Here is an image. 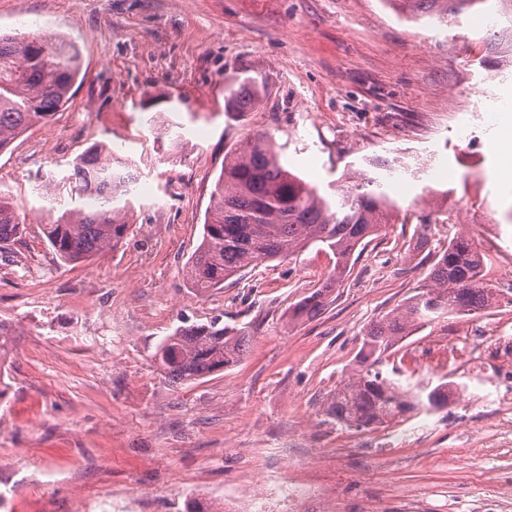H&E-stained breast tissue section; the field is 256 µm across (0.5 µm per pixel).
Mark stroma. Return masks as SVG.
<instances>
[{"mask_svg":"<svg viewBox=\"0 0 512 512\" xmlns=\"http://www.w3.org/2000/svg\"><path fill=\"white\" fill-rule=\"evenodd\" d=\"M475 12L439 21L383 0H0V33L62 34L79 47L83 81L68 103L0 153V189L24 221L0 249V320L15 329L0 373V512H85L133 484L146 512H186L187 499L249 512L257 475L294 460L293 512H512V427L488 426L484 388H512V58L487 51ZM244 70L269 80L240 122L224 85ZM480 112L470 136L449 114ZM162 113L180 144L148 126ZM269 133L281 161L325 196L383 157L385 185L428 164L453 168L456 223L418 217L371 237L317 317L290 307L318 287L333 255L313 246L249 268L200 296L185 264L224 156ZM96 143L132 162L141 183L123 243L61 264L44 224L70 208L40 187L66 179ZM473 239L496 300L441 317L394 346L381 369L401 388L456 382L447 407L363 430L326 415L355 366L365 330L425 283L434 256ZM221 318L249 327L242 362L190 385L154 358L181 325ZM26 456H16V449Z\"/></svg>","mask_w":512,"mask_h":512,"instance_id":"35a3bbf8","label":"stroma"}]
</instances>
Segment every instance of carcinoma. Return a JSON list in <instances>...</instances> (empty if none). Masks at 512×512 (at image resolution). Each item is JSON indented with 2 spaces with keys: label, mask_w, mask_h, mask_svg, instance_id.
<instances>
[{
  "label": "carcinoma",
  "mask_w": 512,
  "mask_h": 512,
  "mask_svg": "<svg viewBox=\"0 0 512 512\" xmlns=\"http://www.w3.org/2000/svg\"><path fill=\"white\" fill-rule=\"evenodd\" d=\"M420 16L442 19L482 7L490 0H401ZM81 73L77 45L65 37L0 35V152L33 125L48 120L70 99ZM267 95L265 80L245 77L224 87V111L237 120L255 111ZM137 174L117 160L112 148L97 143L72 162L66 184L73 196L102 200L96 209L65 210L45 225V237L64 264L116 249L130 230L133 203L128 195ZM407 214L368 173L327 198L280 162L268 133H256L224 160L202 239L186 263L187 279L203 294L240 274L313 244L336 257L326 281L297 302L291 318L312 319L325 310L335 286L351 271L359 246L385 224L406 222ZM22 222L9 196L0 190V245L21 233ZM483 254L466 236H457L438 252L425 285L402 308L373 323L362 337L358 367L332 395L327 415L336 423L363 429L379 426L417 409H437L452 392L439 383L430 392L411 395L380 368L383 355L418 326L443 315L462 316L488 309L491 289L483 287ZM12 324L0 320V361L10 353ZM249 335L215 320L181 326L158 345L160 368L175 384L201 380L238 365Z\"/></svg>",
  "instance_id": "1"
}]
</instances>
